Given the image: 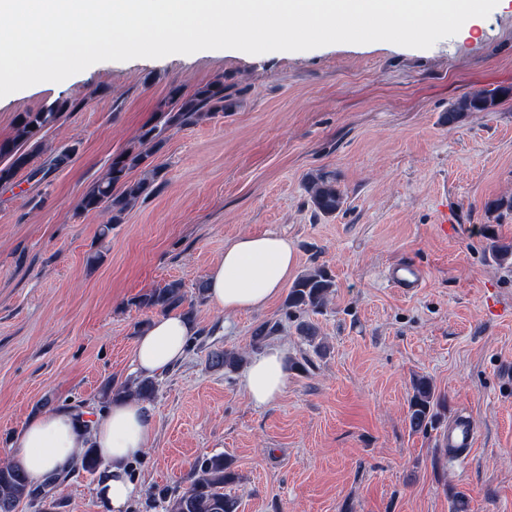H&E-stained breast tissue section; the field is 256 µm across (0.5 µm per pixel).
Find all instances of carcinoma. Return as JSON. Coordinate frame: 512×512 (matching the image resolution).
Here are the masks:
<instances>
[{
	"label": "carcinoma",
	"instance_id": "1",
	"mask_svg": "<svg viewBox=\"0 0 512 512\" xmlns=\"http://www.w3.org/2000/svg\"><path fill=\"white\" fill-rule=\"evenodd\" d=\"M500 96L499 92H478L453 104L448 109V125L459 123L468 112L492 110ZM170 99L171 108L164 113L165 124L169 127L233 107V100L225 92L221 80L202 85L191 95L184 94L180 87L174 86L170 90ZM69 109L70 105L63 102L45 112H21L17 115L13 138L0 141V157H10V163L0 168L1 182L10 181L18 171L30 164L33 151L42 147L37 139L39 132ZM161 147L157 127L145 126L137 143L113 156L106 174L83 197L81 207L84 210H103L110 214L109 223L100 228V235H107L110 225L120 223L136 201L148 195L163 178L160 167L146 165L148 158ZM141 165L145 166L143 177L130 180V172ZM306 190L313 208L322 215L335 214L345 203L344 193L333 171L322 169L309 174ZM490 251L497 265L512 267V241L495 240ZM335 288L332 275L324 267L314 266L300 275L289 289L286 316L297 320L296 329L310 343H315L317 329L313 323L304 320L303 315L319 313L326 308ZM137 304L161 314L178 309L187 318L194 314V306L186 303L183 284L178 280L142 294ZM241 361L242 358L235 352L219 351L210 356L211 366L229 370L235 369ZM155 392L154 380L138 377L120 386L116 396L150 400ZM443 408V399L436 392L432 379L427 375L414 376L407 412L409 427L422 433L434 429L440 422ZM103 465L94 449H84L80 456V469L95 473ZM193 470L194 478L190 486L170 497L167 512H238V500L224 492V488L237 483L239 479L231 461L222 454L207 455L195 461ZM23 502L42 504L37 487L19 467L9 461H0V512H17Z\"/></svg>",
	"mask_w": 512,
	"mask_h": 512
}]
</instances>
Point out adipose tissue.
I'll list each match as a JSON object with an SVG mask.
<instances>
[{
	"label": "adipose tissue",
	"mask_w": 512,
	"mask_h": 512,
	"mask_svg": "<svg viewBox=\"0 0 512 512\" xmlns=\"http://www.w3.org/2000/svg\"><path fill=\"white\" fill-rule=\"evenodd\" d=\"M297 255L288 238L274 233L242 235L224 248L223 257L206 276L208 304L227 314H248L265 308L292 278ZM196 331L194 323L169 312L155 317L135 338L134 370L153 377L180 363ZM288 372L281 348L272 346L255 356L244 371V385L252 402L265 406L282 394ZM157 429L153 409L136 399H114L98 418L93 433L69 409L44 412L28 420L14 440L13 462L33 484L49 474H65L78 451L94 444L109 470L99 490L112 512H124L138 489L129 476L131 464L150 446Z\"/></svg>",
	"instance_id": "1"
}]
</instances>
